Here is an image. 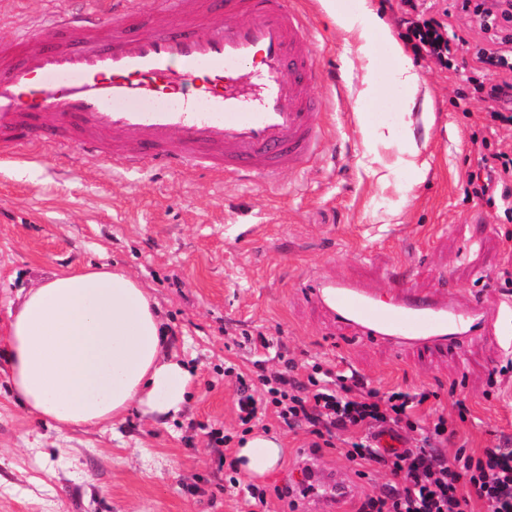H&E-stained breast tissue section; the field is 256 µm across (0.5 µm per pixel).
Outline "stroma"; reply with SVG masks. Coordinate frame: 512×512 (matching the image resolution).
Returning <instances> with one entry per match:
<instances>
[{
    "instance_id": "1",
    "label": "stroma",
    "mask_w": 512,
    "mask_h": 512,
    "mask_svg": "<svg viewBox=\"0 0 512 512\" xmlns=\"http://www.w3.org/2000/svg\"><path fill=\"white\" fill-rule=\"evenodd\" d=\"M314 37L327 104L319 157L271 183L204 170L177 172L148 163L127 170L78 162L47 150H20L0 161V336L20 289L89 263L127 268L158 303L170 349L194 376L186 408L166 424L131 412L115 427L57 434L8 400L0 374V512H329L304 498L278 499L308 459L355 484V499L376 494L389 475H357L345 437L312 450L307 427L273 415L255 426L283 438L280 465L257 479L266 504L225 491L219 456L233 457L243 436L237 383L225 367L257 377L293 362L306 379L313 364L356 373L379 394L430 392L428 408L456 426L443 443L494 448L512 439V372L499 369L512 350V313L492 336L453 351H417L354 337L312 301L303 275L349 276L384 293L401 286L456 302L494 304L512 297L501 285L512 269V195L489 204L466 198V175L480 154L473 137L512 146V127L482 119L489 104L475 92L502 82L474 60L448 68L416 54L411 23H440L450 42L487 43V34L450 0H371L403 47L395 56L376 41L373 96L362 97L364 63L350 35L320 0H296ZM67 0H0V42L46 44V27ZM410 63L419 77L415 105L393 71ZM389 127L392 141L367 146L364 129ZM416 145L422 171L406 164ZM466 405V420L458 407ZM233 443L216 451L213 433Z\"/></svg>"
}]
</instances>
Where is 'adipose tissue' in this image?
I'll use <instances>...</instances> for the list:
<instances>
[{"label": "adipose tissue", "mask_w": 512, "mask_h": 512, "mask_svg": "<svg viewBox=\"0 0 512 512\" xmlns=\"http://www.w3.org/2000/svg\"><path fill=\"white\" fill-rule=\"evenodd\" d=\"M334 20L364 58L387 32L366 4ZM9 317L0 345L10 400L57 432L114 424L133 407L161 424L188 402L192 374L167 348L156 301L124 269L88 264L53 275L18 295ZM283 455L282 441L263 431L235 450L250 478L273 471Z\"/></svg>", "instance_id": "1"}]
</instances>
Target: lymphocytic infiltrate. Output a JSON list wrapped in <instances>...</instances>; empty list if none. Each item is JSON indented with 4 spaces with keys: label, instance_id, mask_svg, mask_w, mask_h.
<instances>
[{
    "label": "lymphocytic infiltrate",
    "instance_id": "1",
    "mask_svg": "<svg viewBox=\"0 0 512 512\" xmlns=\"http://www.w3.org/2000/svg\"><path fill=\"white\" fill-rule=\"evenodd\" d=\"M415 52L454 62L458 49L431 22L410 25ZM512 182V150L497 148L482 156L479 171L470 173L465 192L479 200L492 199L495 191ZM236 415L240 425L272 412L288 427L307 426L317 438L348 436L345 457L357 468L367 466L394 475L378 493L364 497L355 512H512V448H485L478 452L459 448L447 457L433 440L448 436V419L434 413L428 435L416 448L388 452L373 445L377 435L395 429L419 428L421 406L428 392H390L386 397L366 389L358 375H344L313 365L311 375L299 380L290 371H275L258 381L237 374ZM262 396H255L254 384Z\"/></svg>",
    "mask_w": 512,
    "mask_h": 512
}]
</instances>
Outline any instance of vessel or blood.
Returning a JSON list of instances; mask_svg holds the SVG:
<instances>
[{"mask_svg":"<svg viewBox=\"0 0 512 512\" xmlns=\"http://www.w3.org/2000/svg\"><path fill=\"white\" fill-rule=\"evenodd\" d=\"M163 0L152 21L137 0L70 8L50 45L0 44V158L26 144L135 168L206 169L272 179L320 151L323 104L310 30L293 0H200L194 14ZM253 64L261 93L225 66ZM310 297L344 327L396 345L454 348L499 320L405 288L387 293L347 279L309 280ZM299 495L346 497L353 485L305 462Z\"/></svg>","mask_w":512,"mask_h":512,"instance_id":"b4317fda","label":"vessel or blood"}]
</instances>
